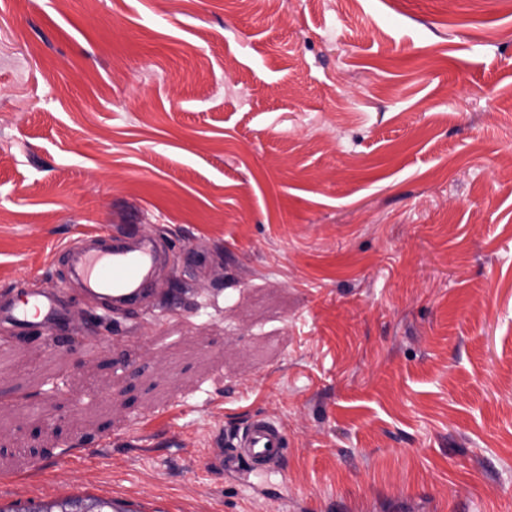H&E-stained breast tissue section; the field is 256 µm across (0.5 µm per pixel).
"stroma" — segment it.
Instances as JSON below:
<instances>
[{
    "mask_svg": "<svg viewBox=\"0 0 512 512\" xmlns=\"http://www.w3.org/2000/svg\"><path fill=\"white\" fill-rule=\"evenodd\" d=\"M96 232L167 239L162 318L64 281ZM51 286L0 494L512 512V0H0V297ZM224 448L216 457V466L224 470L247 464L252 471L263 472L276 468L282 461L287 448L283 425L275 420L257 417L225 439ZM225 457V459H224Z\"/></svg>",
    "mask_w": 512,
    "mask_h": 512,
    "instance_id": "obj_1",
    "label": "stroma"
}]
</instances>
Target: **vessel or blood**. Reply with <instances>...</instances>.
I'll list each match as a JSON object with an SVG mask.
<instances>
[{"mask_svg":"<svg viewBox=\"0 0 512 512\" xmlns=\"http://www.w3.org/2000/svg\"><path fill=\"white\" fill-rule=\"evenodd\" d=\"M67 253L74 260L70 272L83 282L85 294L101 301L103 310L112 313L149 306L147 280L166 258L167 243L151 237L128 243L119 234L112 245L92 249L78 241L69 246ZM60 314L61 299L53 289L32 288L24 301H0V318L25 332L57 321ZM225 446L226 452L217 457V464L236 468L244 463L253 471L263 472L280 464L287 438L280 422L257 417L227 437Z\"/></svg>","mask_w":512,"mask_h":512,"instance_id":"obj_1","label":"vessel or blood"}]
</instances>
